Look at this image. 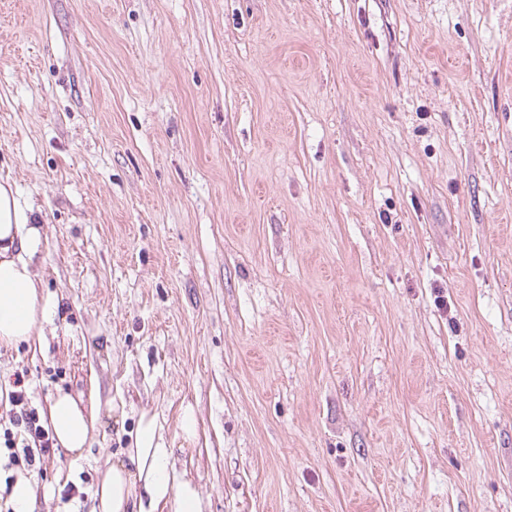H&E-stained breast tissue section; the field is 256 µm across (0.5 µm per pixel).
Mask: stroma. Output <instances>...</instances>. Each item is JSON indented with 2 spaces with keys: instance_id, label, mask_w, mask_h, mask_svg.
<instances>
[{
  "instance_id": "35a3bbf8",
  "label": "stroma",
  "mask_w": 512,
  "mask_h": 512,
  "mask_svg": "<svg viewBox=\"0 0 512 512\" xmlns=\"http://www.w3.org/2000/svg\"><path fill=\"white\" fill-rule=\"evenodd\" d=\"M0 178V387L100 413L34 512L144 415L201 512H512V0H0ZM22 205L10 183H0V344L31 343L58 301L45 291L35 268L42 224Z\"/></svg>"
}]
</instances>
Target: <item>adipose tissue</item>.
I'll return each instance as SVG.
<instances>
[{"label": "adipose tissue", "mask_w": 512, "mask_h": 512, "mask_svg": "<svg viewBox=\"0 0 512 512\" xmlns=\"http://www.w3.org/2000/svg\"><path fill=\"white\" fill-rule=\"evenodd\" d=\"M33 213L10 183H0L1 345L33 342L58 305L35 268L43 235ZM48 417L58 444L82 454L98 421L97 410L64 393L51 401ZM124 454L102 475L95 491L98 512H153L162 504L172 505L173 512H200L195 486L177 480L171 470V451L161 442L154 419L141 418L134 445Z\"/></svg>", "instance_id": "obj_1"}]
</instances>
